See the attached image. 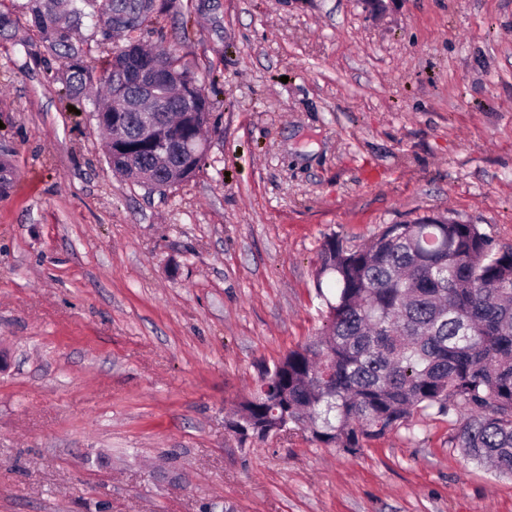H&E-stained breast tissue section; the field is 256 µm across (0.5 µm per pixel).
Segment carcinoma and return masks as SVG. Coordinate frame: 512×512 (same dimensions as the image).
Wrapping results in <instances>:
<instances>
[{
    "instance_id": "obj_1",
    "label": "carcinoma",
    "mask_w": 512,
    "mask_h": 512,
    "mask_svg": "<svg viewBox=\"0 0 512 512\" xmlns=\"http://www.w3.org/2000/svg\"><path fill=\"white\" fill-rule=\"evenodd\" d=\"M176 0H25L42 46L60 61L56 80L92 105L106 132L112 171L136 184L187 181L207 160L208 97L184 107L180 91L201 86L197 66L175 51L143 46V31ZM96 18L85 35L83 18ZM122 42L99 64L84 45ZM158 69L150 90L126 77ZM136 100L118 112L115 92ZM315 288H328L325 324L313 341L264 371L239 404L242 441L303 428L314 442L354 453L418 412L459 416L456 447L512 476V246L496 247L480 226L446 216L388 224L368 244L332 238Z\"/></svg>"
}]
</instances>
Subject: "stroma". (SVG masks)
<instances>
[{
  "instance_id": "stroma-1",
  "label": "stroma",
  "mask_w": 512,
  "mask_h": 512,
  "mask_svg": "<svg viewBox=\"0 0 512 512\" xmlns=\"http://www.w3.org/2000/svg\"><path fill=\"white\" fill-rule=\"evenodd\" d=\"M0 39V512H512L416 414L357 453L227 422L317 336L319 252L446 215L512 246V0H177L207 163L148 192L23 13Z\"/></svg>"
}]
</instances>
